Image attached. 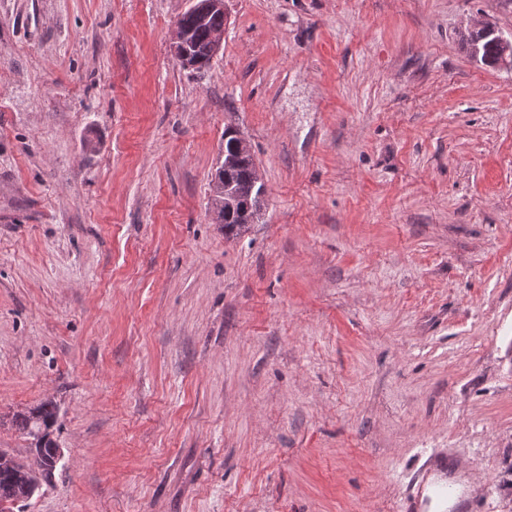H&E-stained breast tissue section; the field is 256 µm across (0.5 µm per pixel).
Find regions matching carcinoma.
Segmentation results:
<instances>
[{"mask_svg": "<svg viewBox=\"0 0 512 512\" xmlns=\"http://www.w3.org/2000/svg\"><path fill=\"white\" fill-rule=\"evenodd\" d=\"M179 23L193 68L208 67L216 54L213 35L224 30V13L215 11L199 16L187 11ZM462 42L470 57L486 66L497 67L506 61L512 63V41L487 33L483 26L464 33ZM253 170V160L242 159L228 166L223 175H214L216 181L212 182L210 207L224 212V236L227 238L241 235L259 219L261 197L253 188ZM226 185L230 190H224ZM12 422L28 435L36 436L42 431L47 437L57 422V406L50 400L45 401L27 412L13 415Z\"/></svg>", "mask_w": 512, "mask_h": 512, "instance_id": "carcinoma-1", "label": "carcinoma"}]
</instances>
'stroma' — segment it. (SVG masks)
<instances>
[{
	"label": "stroma",
	"instance_id": "35a3bbf8",
	"mask_svg": "<svg viewBox=\"0 0 512 512\" xmlns=\"http://www.w3.org/2000/svg\"><path fill=\"white\" fill-rule=\"evenodd\" d=\"M0 0V450L25 512H512V0ZM260 223L209 206L224 128ZM200 7L205 11L215 12H207L203 16H199L187 11L179 19L185 35V49L193 62L192 68L197 70L210 65L216 54V49L220 48L223 40V36H221L215 49L213 35L217 31L224 32V0H207ZM180 26L177 23L176 39L174 38L175 55H177L178 47L183 42V37L180 35ZM462 42L472 59L489 67H497L509 59L512 63V42L486 32L485 26L462 35ZM57 406L53 401L42 402L39 406L27 412H21L13 415L12 422L18 430L24 434L36 436L41 444L49 436V430L57 422ZM44 431L43 437L38 433ZM33 441L35 448H31V450L33 460L36 462L39 471L43 473H53L64 457L63 448H61L55 440V447L46 451L45 448H37V440L33 438ZM12 457L10 454L0 450V468H1L0 472L2 471L4 473L10 475V477L12 478V482L14 484L18 485V486H15L13 484L12 485L2 484L1 476H0V500H1L2 496L13 498V499L23 503L18 506V509H23V507H25L27 505L26 502L28 500H30L29 497H33V495L39 491L41 486H40V482L34 478V473H32L28 469V468L32 467V463L31 464L21 463L13 457L18 463L26 466L25 468H22V469L13 470L12 469L13 465L10 462L8 463V461H10L12 459ZM1 463H8L7 464L8 469L6 468V466L1 467ZM19 485H24L25 488H28L29 494L27 493L26 489H24L22 486H19ZM28 495H29V497H28Z\"/></svg>",
	"mask_w": 512,
	"mask_h": 512
}]
</instances>
